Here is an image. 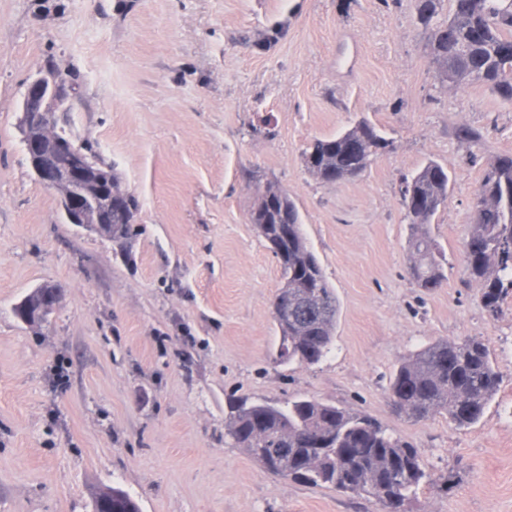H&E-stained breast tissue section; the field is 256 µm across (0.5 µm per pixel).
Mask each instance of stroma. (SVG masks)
I'll use <instances>...</instances> for the list:
<instances>
[{"label":"stroma","instance_id":"35a3bbf8","mask_svg":"<svg viewBox=\"0 0 512 512\" xmlns=\"http://www.w3.org/2000/svg\"><path fill=\"white\" fill-rule=\"evenodd\" d=\"M427 38L414 0H0V512H91L112 485L141 512H384L268 474L228 436L229 400L296 397L455 473L405 512H512V300L490 317L462 260L482 172L512 153V104L448 91ZM49 67L74 80L77 136L138 199L128 241L67 223L31 169L18 121ZM361 118L393 149L357 179L312 178L307 144ZM431 160L451 189L431 224L447 280L429 292L407 272L402 189ZM269 182L339 301L315 366L277 360L279 264L249 221ZM46 283L62 298L37 331L12 307ZM465 336L501 375L481 421L392 412L399 362Z\"/></svg>","mask_w":512,"mask_h":512}]
</instances>
